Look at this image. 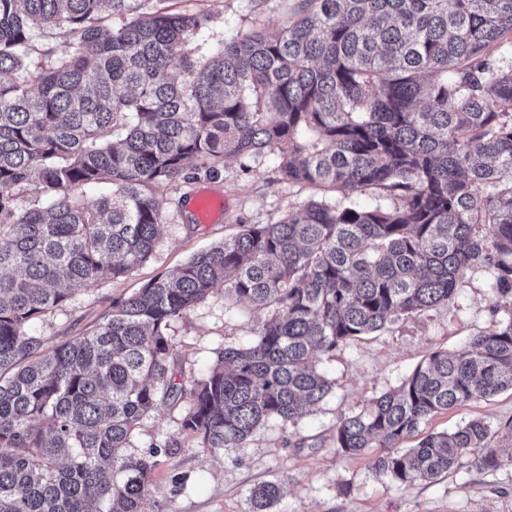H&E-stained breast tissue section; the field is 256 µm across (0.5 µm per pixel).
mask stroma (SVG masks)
Returning <instances> with one entry per match:
<instances>
[{
    "instance_id": "stroma-1",
    "label": "stroma",
    "mask_w": 512,
    "mask_h": 512,
    "mask_svg": "<svg viewBox=\"0 0 512 512\" xmlns=\"http://www.w3.org/2000/svg\"><path fill=\"white\" fill-rule=\"evenodd\" d=\"M293 6V0H196L195 9L212 15L198 42L207 50L258 28H275ZM200 194L223 198V222L193 220L190 202ZM159 195L166 221L149 259L127 276L77 293L66 307L37 322L48 344L91 330L111 314L113 305L150 279L223 242L239 225L278 221L314 192L282 181L276 156L268 153L229 160L214 175L189 173L160 188ZM491 283L487 268L472 267L460 277L447 304L319 356V370L335 383L331 394L313 413L285 427L268 423L241 447L216 453L198 448L195 438L182 429L178 408L145 419L132 439L135 453L155 441L173 443L155 458L152 497L161 512H251V491L266 482L284 488L274 512H512V466L488 472L465 463L438 481L406 486L374 478L371 454L345 456L337 453L333 440L341 416L397 389L430 354L463 348L473 335L496 328L507 313L493 311ZM261 318L245 303L225 297L223 289H215L187 317L172 322L173 356L185 375L198 374L225 345L250 343ZM473 418L489 423L493 444L512 442V393L438 414L420 431H448ZM177 473L185 477L178 488L170 481Z\"/></svg>"
}]
</instances>
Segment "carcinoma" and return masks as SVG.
Listing matches in <instances>:
<instances>
[{
	"mask_svg": "<svg viewBox=\"0 0 512 512\" xmlns=\"http://www.w3.org/2000/svg\"><path fill=\"white\" fill-rule=\"evenodd\" d=\"M163 2L0 0V512H155L159 447L129 452L145 418L183 403L197 447L237 448L332 392L313 354L448 301L472 266L512 307V0H297L275 32L207 54L191 41L211 14ZM35 25L68 50L33 73ZM268 150L282 180L316 190L299 212L241 225L61 345L36 333L151 255L156 188ZM97 184L110 192L77 194ZM352 190L372 204L346 203ZM219 286L265 317L187 379L170 325ZM507 390L511 311L341 417L334 443L381 449L372 475L410 486L466 457L496 470L512 446L491 445L480 419L401 444ZM280 497L255 487L253 512Z\"/></svg>",
	"mask_w": 512,
	"mask_h": 512,
	"instance_id": "cac0c4a2",
	"label": "carcinoma"
}]
</instances>
